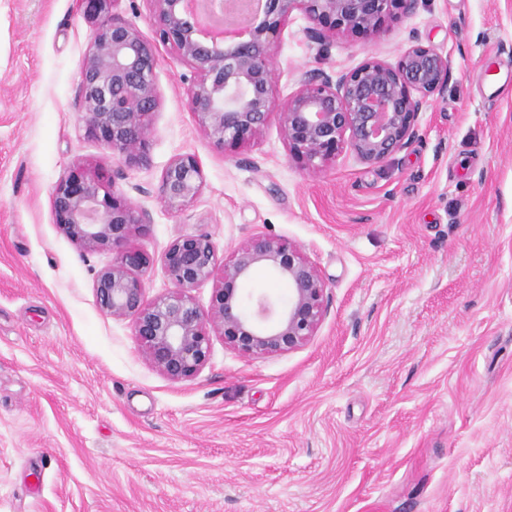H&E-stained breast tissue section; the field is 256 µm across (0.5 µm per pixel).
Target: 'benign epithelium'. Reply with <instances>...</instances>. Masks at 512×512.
Listing matches in <instances>:
<instances>
[{"label":"benign epithelium","mask_w":512,"mask_h":512,"mask_svg":"<svg viewBox=\"0 0 512 512\" xmlns=\"http://www.w3.org/2000/svg\"><path fill=\"white\" fill-rule=\"evenodd\" d=\"M120 0H78L95 24L81 61L79 120L86 137L112 149L119 163H149V130L158 105L152 44L117 12ZM155 35L170 46L193 77L185 93L201 134L219 151L256 138L277 120L289 152L311 173L322 172L343 148L377 165L419 137L417 118L427 99L440 91L449 57L418 41L397 66L370 57L359 67L304 72L298 89L281 106L273 98L275 60L270 53L293 11L309 21L308 41L327 46L323 25L341 32H374L388 16L413 12L419 0H252L251 23L224 26L226 5L210 0L215 20L205 22L196 0H151ZM204 186L197 157L173 158L164 168L158 194L170 209L182 210ZM54 223L85 251L109 250L112 265L95 280L101 308L128 319L148 360L173 381L198 375L210 356V330L241 355L262 359L295 350L315 335L327 313L325 282L301 250L280 238L257 233L224 261L204 232L176 237L161 255L172 284L167 293L145 300L143 277L151 255L131 242L151 223L103 171L70 167L52 192ZM257 268L288 283V301L260 295L248 302L241 284ZM209 308L190 291L215 276Z\"/></svg>","instance_id":"1"}]
</instances>
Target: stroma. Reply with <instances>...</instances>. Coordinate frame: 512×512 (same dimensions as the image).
Here are the masks:
<instances>
[{"label":"stroma","mask_w":512,"mask_h":512,"mask_svg":"<svg viewBox=\"0 0 512 512\" xmlns=\"http://www.w3.org/2000/svg\"><path fill=\"white\" fill-rule=\"evenodd\" d=\"M293 12L276 61L283 103L304 71L394 65L411 41L447 54L419 136L384 163L342 150L314 175L277 123L212 148L190 71L156 43L149 166L120 170L76 115L91 26L76 0H0V512H512V0H420L379 34L309 43ZM201 163L186 209L158 195L176 156ZM116 173L151 222L147 300L178 235L231 258L251 235L297 245L328 311L299 349L251 359L211 334L174 382L130 320L99 306L110 251L53 221L75 163Z\"/></svg>","instance_id":"35a3bbf8"}]
</instances>
